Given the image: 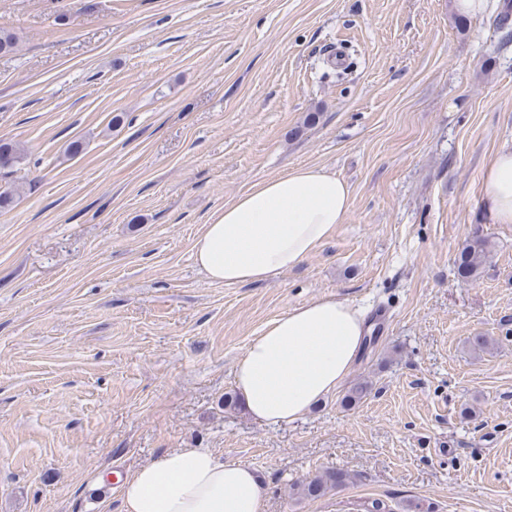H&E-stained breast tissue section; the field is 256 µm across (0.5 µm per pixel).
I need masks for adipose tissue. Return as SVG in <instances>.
Instances as JSON below:
<instances>
[{
	"mask_svg": "<svg viewBox=\"0 0 512 512\" xmlns=\"http://www.w3.org/2000/svg\"><path fill=\"white\" fill-rule=\"evenodd\" d=\"M481 204L493 223L512 224V147L501 148L482 178ZM350 190L335 174L302 166L262 180L215 211L193 244L207 278L262 282L301 264L344 222ZM368 334L363 314L326 296L269 321L233 369L250 415L284 425L334 392ZM266 489L254 470L204 448L165 452L122 484L125 512H261Z\"/></svg>",
	"mask_w": 512,
	"mask_h": 512,
	"instance_id": "1",
	"label": "adipose tissue"
}]
</instances>
